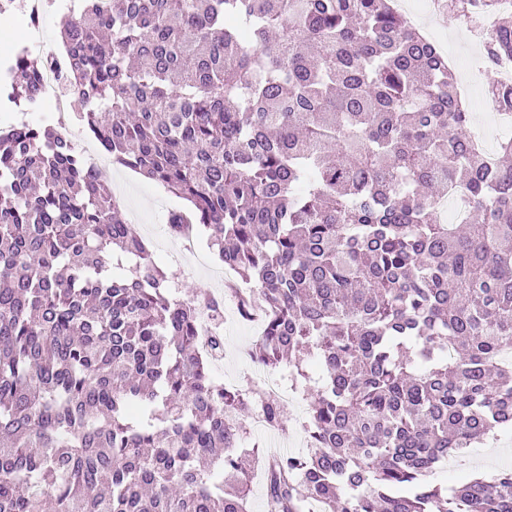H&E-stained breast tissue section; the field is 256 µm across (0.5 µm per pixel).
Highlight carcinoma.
<instances>
[{
    "instance_id": "cac0c4a2",
    "label": "carcinoma",
    "mask_w": 512,
    "mask_h": 512,
    "mask_svg": "<svg viewBox=\"0 0 512 512\" xmlns=\"http://www.w3.org/2000/svg\"><path fill=\"white\" fill-rule=\"evenodd\" d=\"M392 0H80L64 74L112 163L186 206L266 320L255 363L315 359L308 452L269 455L239 416L286 427L247 380L214 381L224 297H177L110 185L55 128L0 129V512H512V467L433 481L512 433V137L487 154L438 47ZM489 66L512 16L449 0ZM43 62L0 95L31 110ZM512 112V86L493 84ZM465 193L466 230L440 218ZM135 260L109 275L105 255ZM214 325L202 336L199 313Z\"/></svg>"
}]
</instances>
